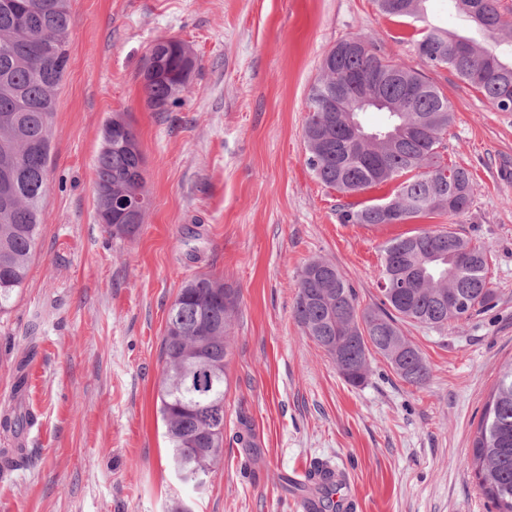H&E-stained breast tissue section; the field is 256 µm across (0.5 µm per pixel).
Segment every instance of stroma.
Listing matches in <instances>:
<instances>
[{
    "label": "stroma",
    "instance_id": "35a3bbf8",
    "mask_svg": "<svg viewBox=\"0 0 512 512\" xmlns=\"http://www.w3.org/2000/svg\"><path fill=\"white\" fill-rule=\"evenodd\" d=\"M69 61L57 91L52 163L24 288L0 314V415L33 416L0 448V512H302L293 470H341L355 512H489L468 462L484 403L512 360V112L492 111L445 68L422 64L415 27L375 0H71ZM370 36L373 51L422 73L454 121L442 161L468 169L460 215L346 224L343 209L393 198L389 181L354 195L306 163L310 89L325 54ZM163 37L198 58L166 112L138 75ZM126 115L151 198L139 232L115 238L94 201L95 158L112 113ZM456 229L488 258L492 302L442 330L402 324L432 370L422 388L379 354L365 385L292 317L299 273L336 264L360 308L380 299L383 248L422 230ZM239 288L224 402V452L203 491L169 465L159 413L161 341L185 278ZM249 426V446L235 436Z\"/></svg>",
    "mask_w": 512,
    "mask_h": 512
}]
</instances>
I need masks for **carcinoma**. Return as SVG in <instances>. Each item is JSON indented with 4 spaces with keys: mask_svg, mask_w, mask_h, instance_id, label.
<instances>
[{
    "mask_svg": "<svg viewBox=\"0 0 512 512\" xmlns=\"http://www.w3.org/2000/svg\"><path fill=\"white\" fill-rule=\"evenodd\" d=\"M395 18L421 24L416 48H425L421 62L447 68L477 90L498 112H512V22L504 20L499 0H452L459 12L483 31L496 49L428 23V0H376ZM70 0H0V182L8 181L11 206L0 209V314L26 281L36 249L42 202L47 193L51 154V122L57 89L68 65ZM469 43L466 54L456 44ZM359 46L345 52L349 43ZM160 75L142 84L146 104L165 112L193 75L198 59L185 42L158 43L153 55ZM385 76L380 88L389 103L384 125L363 137L344 122L343 112H323L316 102L336 83L353 74ZM453 120L448 98L419 73L406 70L371 51V39L338 42L321 63V75L309 94L304 126L306 163L326 186L357 193L415 170L419 174L398 185L397 207L374 204L342 215L346 224H402L433 212L458 215L472 201V176L451 167L453 180L439 178L440 148ZM129 124L122 113L103 129L95 162V200L100 221L112 236H135L141 224H127L122 210L127 196L147 194L144 158L137 136L126 142L120 128ZM321 276L299 279L293 317L302 333L319 347L335 342L329 352L339 375L358 387L368 379L370 351L382 355L405 382L429 383L431 368L402 335L400 323L445 329L488 304L493 294L487 281L483 250L454 229L427 230L396 238L384 247L380 278L396 266L416 269L419 278L404 288L381 291L380 303L358 311L354 288L335 264L321 261ZM180 306L168 314L162 338L164 361L159 412L171 444L170 463L181 480L195 488L208 481L223 453L224 436L211 437L205 412L222 402L228 390L230 330L239 289L208 274L185 279L178 291ZM30 415L17 407L0 427L18 433ZM472 469L484 498L495 512H512V360L505 364L479 422L472 447Z\"/></svg>",
    "mask_w": 512,
    "mask_h": 512,
    "instance_id": "obj_1",
    "label": "carcinoma"
}]
</instances>
